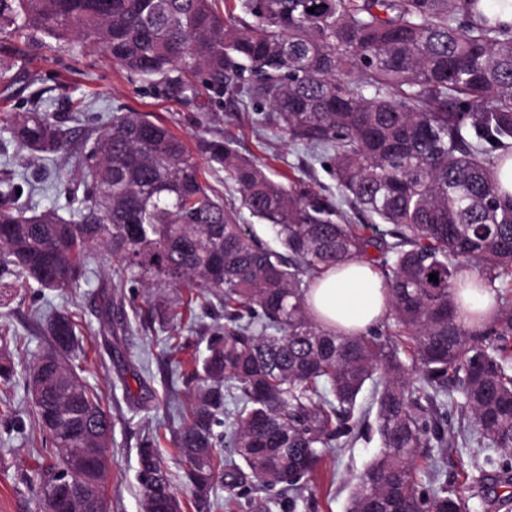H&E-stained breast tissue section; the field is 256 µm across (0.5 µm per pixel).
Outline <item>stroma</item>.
Instances as JSON below:
<instances>
[{
    "label": "stroma",
    "instance_id": "35a3bbf8",
    "mask_svg": "<svg viewBox=\"0 0 512 512\" xmlns=\"http://www.w3.org/2000/svg\"><path fill=\"white\" fill-rule=\"evenodd\" d=\"M21 82L12 98L0 94V116L38 105L49 108L64 129L88 130L110 123L113 112H145L165 123L188 145L202 137L232 140L245 157L269 165L274 175H297L316 190L335 194L336 180L327 157L289 142L280 133L262 127L250 100L237 101L227 93L211 91L191 100L168 93L163 87L121 72L98 49L77 53L56 47L43 35L18 42L7 58ZM11 173L22 189L20 202L36 209L48 207L52 196L64 192L79 172L76 154H58L53 160L22 150L8 142L0 130V174ZM109 260L103 250H92L85 281L63 291H43L17 283L0 300V336L14 364L10 381L0 380V512H44V498L36 491L38 464L46 451L37 442L43 434L25 380L33 361L50 346L45 322L58 314L75 315L77 345L71 356L75 373L94 390L112 416V447L105 480L111 512H143L139 482V448L149 435H161L160 452L173 480L182 512H251L248 497L229 494L216 482L207 501H198L185 483V463L172 445L182 427V409L190 407L195 383L186 378L180 362L204 358L208 338L225 325L219 301L197 310L194 322L164 325L148 314L155 302L152 288L119 287L107 274ZM370 393L366 428L357 437H343L327 452L323 465L307 489L295 493L273 490V512H347L354 478L374 458L379 439L374 431L376 411ZM436 480L457 490L467 512H512L503 506L512 488L473 482L476 462L486 449L475 444L435 448Z\"/></svg>",
    "mask_w": 512,
    "mask_h": 512
}]
</instances>
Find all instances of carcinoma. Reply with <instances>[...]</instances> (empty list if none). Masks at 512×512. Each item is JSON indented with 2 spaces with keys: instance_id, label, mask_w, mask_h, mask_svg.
Returning <instances> with one entry per match:
<instances>
[{
  "instance_id": "carcinoma-1",
  "label": "carcinoma",
  "mask_w": 512,
  "mask_h": 512,
  "mask_svg": "<svg viewBox=\"0 0 512 512\" xmlns=\"http://www.w3.org/2000/svg\"><path fill=\"white\" fill-rule=\"evenodd\" d=\"M215 2L0 0V34L98 47L185 99L215 88L260 99L264 127L331 156L339 200L301 177L274 179L228 140L191 149L142 112H115L110 127L75 140L41 107L14 112L11 142L46 157L74 151L82 177L65 189L77 203L68 219L55 207L20 214L17 187L0 180V299L11 275L46 290L78 287L93 246L112 256L118 278L159 290L161 324L181 318L167 288L219 297L233 326L191 366L194 403L173 438L201 501L219 476L230 493L303 487L326 449L353 432L371 384L380 448L348 512H466L447 485L423 486L416 462L460 439L500 453V471L512 472V193L499 180L512 157V0H236L251 18L241 25ZM201 157L224 170L278 247L224 207ZM345 205L394 225L397 241L351 223ZM352 260L389 268L398 335L334 333L308 311L314 280ZM466 271L499 300L496 317L473 314L472 327L460 313ZM46 333L51 346L27 376V389L39 386L41 445L58 455L43 483L73 470V449L94 448L102 471L82 472L94 485L108 469L112 428L69 367L75 322L57 315ZM450 388L471 418L458 436L448 430ZM228 398L241 408L226 459L214 427ZM158 448L148 437L139 449L150 507L172 492Z\"/></svg>"
}]
</instances>
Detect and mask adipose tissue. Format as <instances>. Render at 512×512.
<instances>
[{
	"mask_svg": "<svg viewBox=\"0 0 512 512\" xmlns=\"http://www.w3.org/2000/svg\"><path fill=\"white\" fill-rule=\"evenodd\" d=\"M314 318L327 328L363 333L383 318L387 297L382 279L365 261L327 272L306 294Z\"/></svg>",
	"mask_w": 512,
	"mask_h": 512,
	"instance_id": "adipose-tissue-1",
	"label": "adipose tissue"
}]
</instances>
